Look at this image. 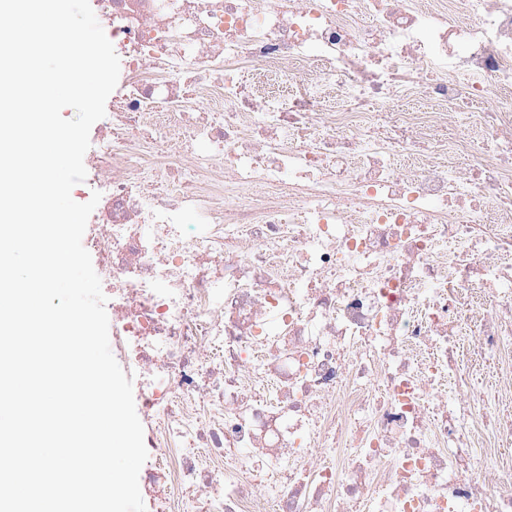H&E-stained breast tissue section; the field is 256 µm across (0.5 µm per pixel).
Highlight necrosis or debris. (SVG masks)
Wrapping results in <instances>:
<instances>
[{"mask_svg":"<svg viewBox=\"0 0 512 512\" xmlns=\"http://www.w3.org/2000/svg\"><path fill=\"white\" fill-rule=\"evenodd\" d=\"M92 2L157 512H512V0Z\"/></svg>","mask_w":512,"mask_h":512,"instance_id":"obj_1","label":"necrosis or debris"}]
</instances>
